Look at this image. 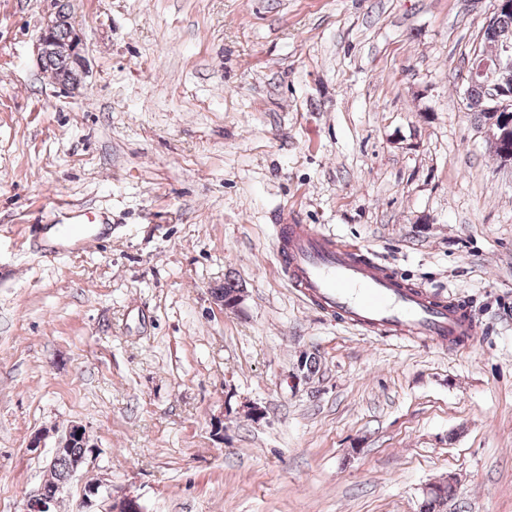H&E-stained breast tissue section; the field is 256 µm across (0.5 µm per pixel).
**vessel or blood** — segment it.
Listing matches in <instances>:
<instances>
[{"label": "vessel or blood", "instance_id": "vessel-or-blood-1", "mask_svg": "<svg viewBox=\"0 0 512 512\" xmlns=\"http://www.w3.org/2000/svg\"><path fill=\"white\" fill-rule=\"evenodd\" d=\"M277 258L293 288L342 322L381 336H425L441 343L476 333L467 310L406 291L386 270L362 262L356 249L311 225H279Z\"/></svg>", "mask_w": 512, "mask_h": 512}]
</instances>
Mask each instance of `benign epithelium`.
I'll use <instances>...</instances> for the list:
<instances>
[{"label": "benign epithelium", "instance_id": "7a95c632", "mask_svg": "<svg viewBox=\"0 0 512 512\" xmlns=\"http://www.w3.org/2000/svg\"><path fill=\"white\" fill-rule=\"evenodd\" d=\"M511 12L512 0H494V7L485 19L482 31L494 38L497 52L491 57L481 55L473 59L465 75L467 83L479 84L483 88V95L477 100L469 101V104L484 114V126L491 145L504 162L512 161V28L502 26L499 17L503 13ZM62 26L66 27L67 35L60 40L56 31ZM56 57L67 59L73 66L70 78L62 84V88L69 93L79 91L89 73V62L72 19L54 12L46 20L39 35V64L43 66L49 59ZM77 433L88 442V448L72 473H77L85 466L88 456L94 454L95 448L83 425L73 423L53 448L48 467H53L65 451L71 436ZM66 489L65 484L51 490L40 487L35 494L25 498L22 512H53L57 499ZM109 512H142V507L137 497L125 494L112 499Z\"/></svg>", "mask_w": 512, "mask_h": 512}]
</instances>
